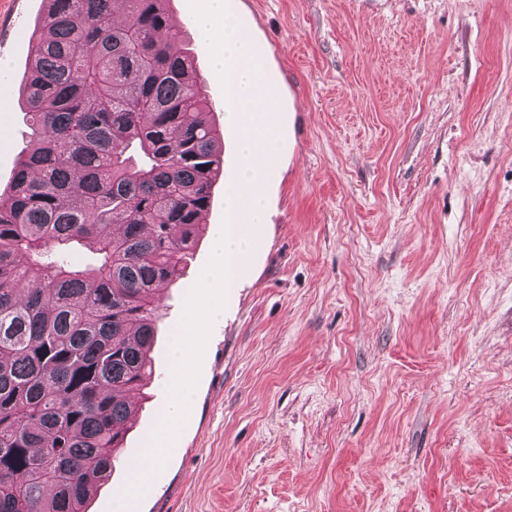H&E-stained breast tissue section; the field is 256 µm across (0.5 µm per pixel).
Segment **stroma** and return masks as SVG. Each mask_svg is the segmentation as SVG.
Here are the masks:
<instances>
[{"label":"stroma","instance_id":"obj_1","mask_svg":"<svg viewBox=\"0 0 512 512\" xmlns=\"http://www.w3.org/2000/svg\"><path fill=\"white\" fill-rule=\"evenodd\" d=\"M260 53L278 149L235 288L210 237L157 290L153 372L89 512H116L160 432L172 341L192 406L129 512H512V0H228ZM171 0L216 123L215 44ZM43 0H0V193ZM208 225L241 224L225 190Z\"/></svg>","mask_w":512,"mask_h":512}]
</instances>
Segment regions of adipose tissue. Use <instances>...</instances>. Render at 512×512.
<instances>
[{"instance_id":"ef3b65f1","label":"adipose tissue","mask_w":512,"mask_h":512,"mask_svg":"<svg viewBox=\"0 0 512 512\" xmlns=\"http://www.w3.org/2000/svg\"><path fill=\"white\" fill-rule=\"evenodd\" d=\"M198 25L201 34L215 42L216 66L228 76V87L236 101L230 118L241 131L245 160L243 180L245 184L255 185L266 161L275 151L271 122L273 98L265 89L262 70L224 0H207L198 15ZM214 237L217 262L206 273L203 283L228 288L237 280L250 240L237 224L216 228Z\"/></svg>"}]
</instances>
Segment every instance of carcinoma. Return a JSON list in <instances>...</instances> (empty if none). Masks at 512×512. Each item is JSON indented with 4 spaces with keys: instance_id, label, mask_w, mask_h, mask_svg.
Returning a JSON list of instances; mask_svg holds the SVG:
<instances>
[{
    "instance_id": "cac0c4a2",
    "label": "carcinoma",
    "mask_w": 512,
    "mask_h": 512,
    "mask_svg": "<svg viewBox=\"0 0 512 512\" xmlns=\"http://www.w3.org/2000/svg\"><path fill=\"white\" fill-rule=\"evenodd\" d=\"M30 43L29 144L0 197V512H88L152 374L155 291L207 231L224 134L169 0H45Z\"/></svg>"
}]
</instances>
